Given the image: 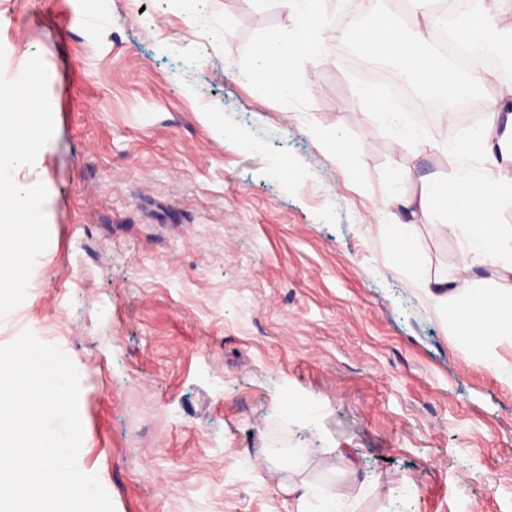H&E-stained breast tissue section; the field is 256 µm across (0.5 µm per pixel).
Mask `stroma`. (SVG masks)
Instances as JSON below:
<instances>
[{
	"mask_svg": "<svg viewBox=\"0 0 512 512\" xmlns=\"http://www.w3.org/2000/svg\"><path fill=\"white\" fill-rule=\"evenodd\" d=\"M200 10L194 24L173 0H0V70L42 57L55 126L37 166L49 245L0 345L52 330L79 375L78 467L115 512H319L301 481L357 512H512V385L413 284L464 279L460 241L438 232L445 212L384 205L420 195L419 177L452 181L469 126L433 114L432 147L399 141L341 38L328 63L292 62L294 92L275 98L235 73L245 48L295 34L292 15Z\"/></svg>",
	"mask_w": 512,
	"mask_h": 512,
	"instance_id": "obj_1",
	"label": "stroma"
}]
</instances>
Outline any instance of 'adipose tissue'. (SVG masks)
Segmentation results:
<instances>
[{"label":"adipose tissue","instance_id":"obj_1","mask_svg":"<svg viewBox=\"0 0 512 512\" xmlns=\"http://www.w3.org/2000/svg\"><path fill=\"white\" fill-rule=\"evenodd\" d=\"M318 0H281L284 8L298 16L301 34L296 39L280 35L265 38L253 55V65L244 70L245 80L262 81L278 98L292 92L287 63L320 51L328 32L317 8ZM449 28L453 40L468 46L494 49L502 44L504 31L490 24L484 10H476L456 25H449L447 14H432L426 23L395 24L380 19L364 29L356 39L359 50L368 56L390 57L395 61L391 77L396 82H416L433 92L457 100L469 97L474 80L464 78L451 68L446 58L426 47L433 28ZM465 158L476 159L478 174L464 173L449 184L427 183L428 200L452 220L445 229L465 243L467 273L459 292L448 293L444 280L421 279L420 292L431 302L439 317H453L462 347L489 371L512 385V362L499 355L496 346L512 342V226L489 222L487 203L507 189L494 170L512 166V114L501 116L491 109L484 125L473 131L457 148ZM500 262L502 287L480 288L474 271L488 259Z\"/></svg>","mask_w":512,"mask_h":512}]
</instances>
